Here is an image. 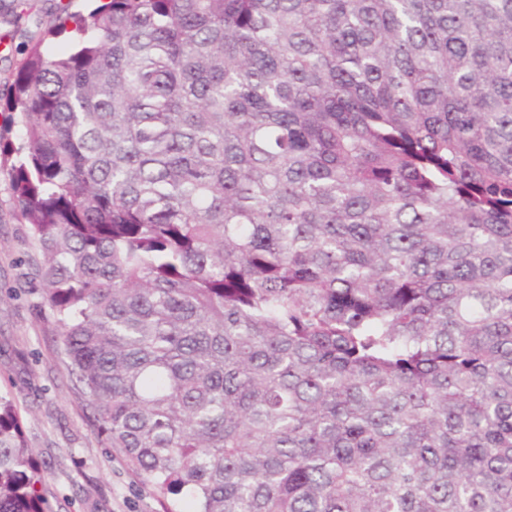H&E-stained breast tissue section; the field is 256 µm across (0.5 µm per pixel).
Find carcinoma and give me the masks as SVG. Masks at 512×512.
Listing matches in <instances>:
<instances>
[{"instance_id": "cac0c4a2", "label": "carcinoma", "mask_w": 512, "mask_h": 512, "mask_svg": "<svg viewBox=\"0 0 512 512\" xmlns=\"http://www.w3.org/2000/svg\"><path fill=\"white\" fill-rule=\"evenodd\" d=\"M7 107L72 374L169 512H512V0H109ZM0 396V512H44Z\"/></svg>"}]
</instances>
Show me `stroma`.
Listing matches in <instances>:
<instances>
[{
    "label": "stroma",
    "mask_w": 512,
    "mask_h": 512,
    "mask_svg": "<svg viewBox=\"0 0 512 512\" xmlns=\"http://www.w3.org/2000/svg\"><path fill=\"white\" fill-rule=\"evenodd\" d=\"M92 0H0V102L41 39L73 47L65 12L89 13ZM14 159L0 155V395L10 398L43 478L47 512H162L124 455L108 447L71 374L35 269L36 245L12 191Z\"/></svg>",
    "instance_id": "obj_1"
}]
</instances>
